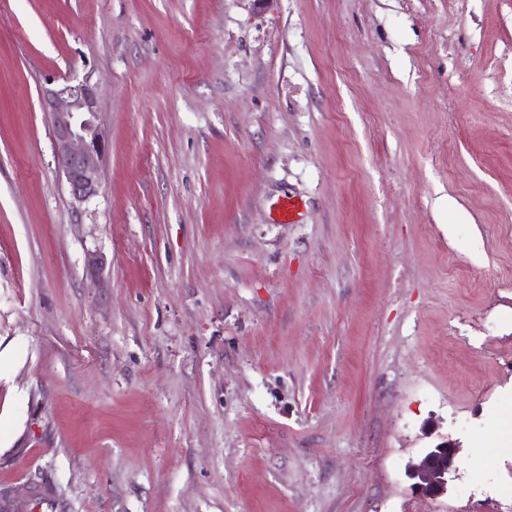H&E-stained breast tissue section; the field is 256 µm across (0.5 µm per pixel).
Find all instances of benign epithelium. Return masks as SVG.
Masks as SVG:
<instances>
[{"label":"benign epithelium","instance_id":"7a95c632","mask_svg":"<svg viewBox=\"0 0 512 512\" xmlns=\"http://www.w3.org/2000/svg\"><path fill=\"white\" fill-rule=\"evenodd\" d=\"M44 108L51 123L57 164L69 193L75 203H87L100 193L101 161L107 149L98 87L87 79L67 80L46 90ZM457 449V443L442 441L408 467L407 476L417 497L436 500L447 493Z\"/></svg>","mask_w":512,"mask_h":512}]
</instances>
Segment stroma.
<instances>
[{
	"instance_id": "35a3bbf8",
	"label": "stroma",
	"mask_w": 512,
	"mask_h": 512,
	"mask_svg": "<svg viewBox=\"0 0 512 512\" xmlns=\"http://www.w3.org/2000/svg\"><path fill=\"white\" fill-rule=\"evenodd\" d=\"M86 77L79 205L42 98ZM0 344V492L512 512V0H0ZM459 446L450 440L431 448L422 460L407 469L412 492L423 500H437L447 493L448 475L454 470Z\"/></svg>"
}]
</instances>
